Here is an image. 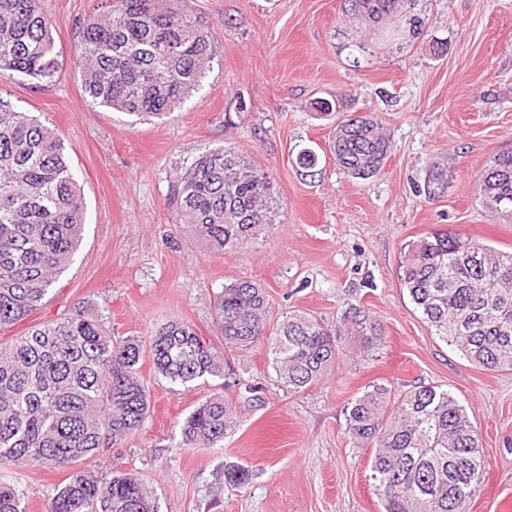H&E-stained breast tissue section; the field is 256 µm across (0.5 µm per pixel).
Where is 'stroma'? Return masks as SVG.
<instances>
[{
    "mask_svg": "<svg viewBox=\"0 0 512 512\" xmlns=\"http://www.w3.org/2000/svg\"><path fill=\"white\" fill-rule=\"evenodd\" d=\"M98 0H44L62 68L39 84L0 74V98L39 115L63 139L83 187L86 224L42 306L0 329L7 343L78 303L113 335L147 338L164 323L194 326L216 350L214 297L239 280L260 284L279 320L296 311L333 325L353 306L381 329L365 344L342 337L335 365L299 392L284 388L267 346L229 353L237 381L172 383L143 358L150 402L138 430L84 461L103 479H141L158 512H382L372 490L374 450L346 431V408L369 385L398 393L433 383L452 391L487 459L470 512L493 485L512 484V370L485 371L434 336L402 289L401 248L450 230L512 252V222L484 210L476 183L488 160L512 150V0H411L407 21L368 24L345 0H186L210 25L215 58L201 87L169 118L137 119L87 104L75 70L80 26ZM424 23L413 35L409 18ZM446 43L434 54L433 42ZM341 115L371 113L392 147L381 172L356 179L330 151ZM236 147L267 170L277 222L235 254L217 255L170 222L182 167L207 149ZM318 156L314 173L298 153ZM448 168L439 198L420 195L432 158ZM213 394L235 407L221 447L187 448L180 425ZM248 468L239 487L229 466ZM62 469L0 470L26 512H48Z\"/></svg>",
    "mask_w": 512,
    "mask_h": 512,
    "instance_id": "35a3bbf8",
    "label": "stroma"
}]
</instances>
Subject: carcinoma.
Wrapping results in <instances>:
<instances>
[{"label":"carcinoma","instance_id":"carcinoma-1","mask_svg":"<svg viewBox=\"0 0 512 512\" xmlns=\"http://www.w3.org/2000/svg\"><path fill=\"white\" fill-rule=\"evenodd\" d=\"M370 23L403 18L408 0H348ZM77 56L88 104L129 116H170L199 89L215 56L211 33L183 0H101L83 23ZM61 69L43 0H0V73L52 83ZM337 166L378 174L391 149L371 115L336 124ZM448 171L432 161L422 188L444 193ZM482 206L512 219V151L496 154L476 184ZM171 223L217 255L243 250L274 223L270 173L234 147L208 149L179 174ZM85 224L84 196L59 134L0 98V329L43 305L69 265ZM399 281L431 332L474 366L512 369V253L470 237L431 231L408 242ZM215 327L228 351L264 341L283 387L300 391L335 363L343 336H374L369 312L352 307L330 328L294 313L270 318L263 288L241 280L215 297ZM174 383L224 376L228 361L193 326L169 321L153 336L116 337L84 306L0 343V469L61 468L69 481L50 512H158L137 478L103 482L80 469L105 442L136 431L148 411L138 375L144 353ZM236 417L218 394L181 428L185 446L214 448ZM347 433L372 444V486L383 512H470L487 466L479 434L449 390L419 385L397 394L374 384L346 409ZM0 512H25L0 485Z\"/></svg>","mask_w":512,"mask_h":512}]
</instances>
